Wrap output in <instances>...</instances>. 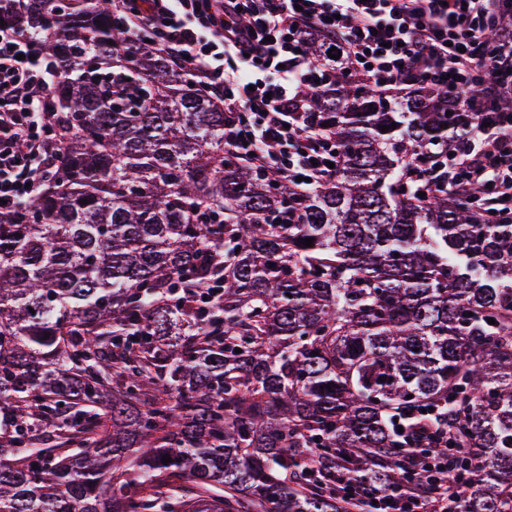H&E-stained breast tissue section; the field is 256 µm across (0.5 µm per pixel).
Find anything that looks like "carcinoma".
I'll return each mask as SVG.
<instances>
[{"label":"carcinoma","instance_id":"carcinoma-1","mask_svg":"<svg viewBox=\"0 0 512 512\" xmlns=\"http://www.w3.org/2000/svg\"><path fill=\"white\" fill-rule=\"evenodd\" d=\"M21 12L61 156L0 212V512H357L336 487L398 482L399 425L430 409L462 440V512H512V221L402 190L483 82L390 99L336 66L304 118L341 164L301 193L224 150V110L112 0ZM488 22L494 54L512 7Z\"/></svg>","mask_w":512,"mask_h":512}]
</instances>
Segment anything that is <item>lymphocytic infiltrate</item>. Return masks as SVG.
Listing matches in <instances>:
<instances>
[{"instance_id": "1", "label": "lymphocytic infiltrate", "mask_w": 512, "mask_h": 512, "mask_svg": "<svg viewBox=\"0 0 512 512\" xmlns=\"http://www.w3.org/2000/svg\"><path fill=\"white\" fill-rule=\"evenodd\" d=\"M486 0H112V22L130 41H151L181 61L224 103V147L274 176L319 184L336 145L302 121L301 94L335 69L305 51L311 37L376 88L420 81L465 97L474 79L501 84L486 52ZM57 71L41 38L0 23V199L33 200L60 159L50 88ZM470 144L456 147L448 190L483 188L512 215V113H480ZM456 441L439 417L410 439L408 472L386 489H349L376 512H460L446 466Z\"/></svg>"}]
</instances>
